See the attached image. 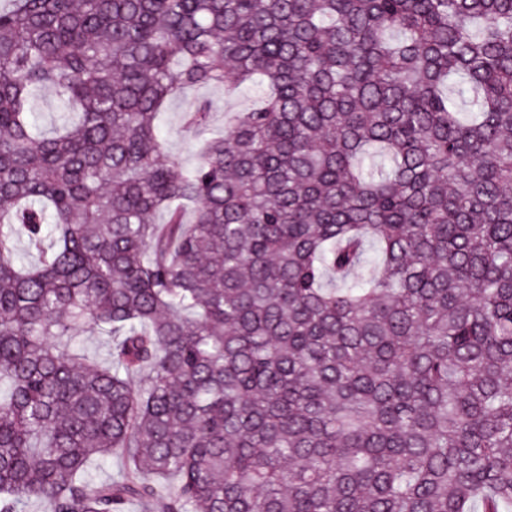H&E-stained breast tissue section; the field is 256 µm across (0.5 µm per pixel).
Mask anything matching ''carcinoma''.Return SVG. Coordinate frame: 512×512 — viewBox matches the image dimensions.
I'll use <instances>...</instances> for the list:
<instances>
[{"instance_id":"1","label":"carcinoma","mask_w":512,"mask_h":512,"mask_svg":"<svg viewBox=\"0 0 512 512\" xmlns=\"http://www.w3.org/2000/svg\"><path fill=\"white\" fill-rule=\"evenodd\" d=\"M242 86L169 154L168 102ZM34 503L512 512V0L0 3V512Z\"/></svg>"}]
</instances>
